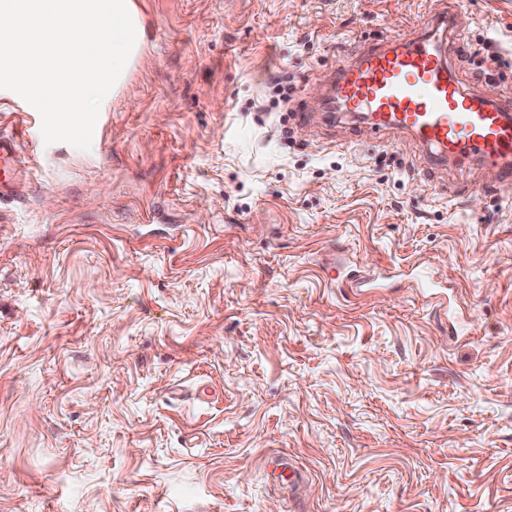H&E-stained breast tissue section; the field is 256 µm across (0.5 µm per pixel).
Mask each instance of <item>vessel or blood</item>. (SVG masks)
<instances>
[{
    "instance_id": "obj_1",
    "label": "vessel or blood",
    "mask_w": 512,
    "mask_h": 512,
    "mask_svg": "<svg viewBox=\"0 0 512 512\" xmlns=\"http://www.w3.org/2000/svg\"><path fill=\"white\" fill-rule=\"evenodd\" d=\"M463 38L454 14L444 12L409 35L361 47L340 66L328 110L361 114L377 132L407 133L435 162L473 158L495 182L512 181V89H463L452 65ZM20 115L18 130L0 132V201L23 196L18 155L42 139L39 112L27 104Z\"/></svg>"
}]
</instances>
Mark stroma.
Listing matches in <instances>:
<instances>
[{
  "instance_id": "35a3bbf8",
  "label": "stroma",
  "mask_w": 512,
  "mask_h": 512,
  "mask_svg": "<svg viewBox=\"0 0 512 512\" xmlns=\"http://www.w3.org/2000/svg\"><path fill=\"white\" fill-rule=\"evenodd\" d=\"M131 8L101 140L0 202V512H512V186L296 114L448 10L512 87V0Z\"/></svg>"
}]
</instances>
